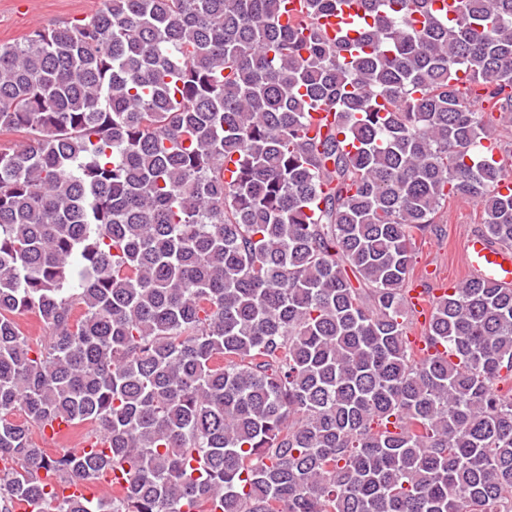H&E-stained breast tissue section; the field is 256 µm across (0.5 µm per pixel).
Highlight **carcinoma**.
I'll return each instance as SVG.
<instances>
[{
    "label": "carcinoma",
    "mask_w": 512,
    "mask_h": 512,
    "mask_svg": "<svg viewBox=\"0 0 512 512\" xmlns=\"http://www.w3.org/2000/svg\"><path fill=\"white\" fill-rule=\"evenodd\" d=\"M287 2L0 45V512H512V288L432 297L419 350L406 308L448 201L512 247V0ZM57 421L101 448L49 457ZM356 11L352 7H346L342 16L328 15L321 19L328 36L336 41H353L357 33L350 29L348 25L352 22L350 15H355ZM123 478L120 473L115 472L108 477L94 482L85 483L79 486L67 487L66 494H83L88 497L99 494H112L117 492L123 485Z\"/></svg>",
    "instance_id": "carcinoma-1"
}]
</instances>
